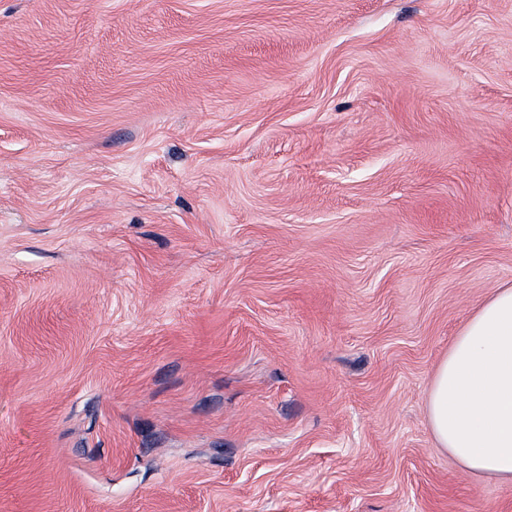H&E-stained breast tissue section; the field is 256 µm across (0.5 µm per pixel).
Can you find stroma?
<instances>
[{"label": "stroma", "mask_w": 512, "mask_h": 512, "mask_svg": "<svg viewBox=\"0 0 512 512\" xmlns=\"http://www.w3.org/2000/svg\"><path fill=\"white\" fill-rule=\"evenodd\" d=\"M0 512H512L435 368L512 285V0H0Z\"/></svg>", "instance_id": "stroma-1"}]
</instances>
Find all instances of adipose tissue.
<instances>
[{
	"instance_id": "adipose-tissue-1",
	"label": "adipose tissue",
	"mask_w": 512,
	"mask_h": 512,
	"mask_svg": "<svg viewBox=\"0 0 512 512\" xmlns=\"http://www.w3.org/2000/svg\"><path fill=\"white\" fill-rule=\"evenodd\" d=\"M426 417L438 447L469 474L512 485V285L495 289L455 336Z\"/></svg>"
}]
</instances>
